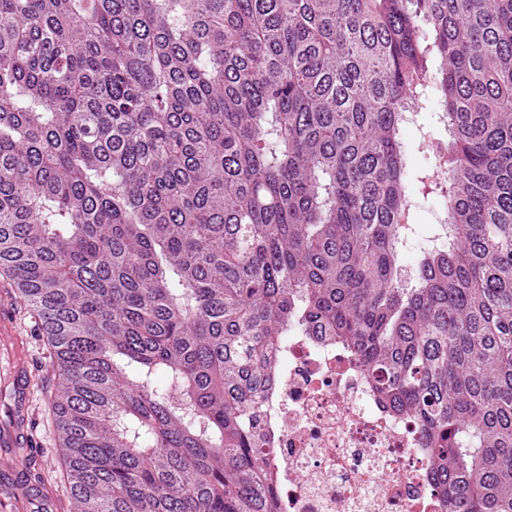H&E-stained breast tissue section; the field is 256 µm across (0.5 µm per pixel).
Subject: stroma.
I'll return each mask as SVG.
<instances>
[{
    "label": "stroma",
    "instance_id": "obj_1",
    "mask_svg": "<svg viewBox=\"0 0 512 512\" xmlns=\"http://www.w3.org/2000/svg\"><path fill=\"white\" fill-rule=\"evenodd\" d=\"M415 221L402 255L409 272H416L421 249L432 235L439 210L435 197L415 196ZM0 359L22 362L26 368L28 402V445L0 462V468L15 472V479H0V512H23L19 478L56 490L61 476L59 448L48 406L54 389L53 351L41 335L38 322L24 305L6 275H0Z\"/></svg>",
    "mask_w": 512,
    "mask_h": 512
}]
</instances>
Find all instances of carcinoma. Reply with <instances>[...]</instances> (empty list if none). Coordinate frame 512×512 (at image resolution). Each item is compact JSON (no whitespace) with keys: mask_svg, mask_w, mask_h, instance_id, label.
I'll use <instances>...</instances> for the list:
<instances>
[{"mask_svg":"<svg viewBox=\"0 0 512 512\" xmlns=\"http://www.w3.org/2000/svg\"><path fill=\"white\" fill-rule=\"evenodd\" d=\"M0 270L72 512H281L291 331L414 421L441 512H512V0H0ZM439 201L437 198L428 196L423 197L417 194L412 200V210L415 221L413 224V233L410 235L402 255V262L410 273L414 274L418 268L421 258V247L427 239L432 236L437 224L440 210L436 207Z\"/></svg>","mask_w":512,"mask_h":512,"instance_id":"obj_1","label":"carcinoma"}]
</instances>
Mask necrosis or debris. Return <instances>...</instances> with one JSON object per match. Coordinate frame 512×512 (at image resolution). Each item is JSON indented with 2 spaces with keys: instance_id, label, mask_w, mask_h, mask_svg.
Instances as JSON below:
<instances>
[{
  "instance_id": "4bbe7bcc",
  "label": "necrosis or debris",
  "mask_w": 512,
  "mask_h": 512,
  "mask_svg": "<svg viewBox=\"0 0 512 512\" xmlns=\"http://www.w3.org/2000/svg\"><path fill=\"white\" fill-rule=\"evenodd\" d=\"M261 430L286 512H439L416 425L334 342L289 337Z\"/></svg>"
}]
</instances>
